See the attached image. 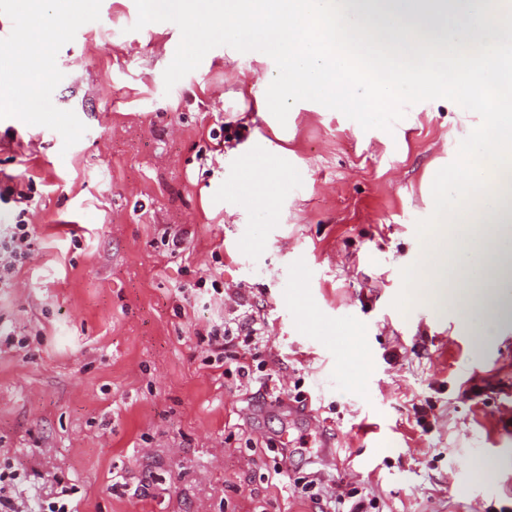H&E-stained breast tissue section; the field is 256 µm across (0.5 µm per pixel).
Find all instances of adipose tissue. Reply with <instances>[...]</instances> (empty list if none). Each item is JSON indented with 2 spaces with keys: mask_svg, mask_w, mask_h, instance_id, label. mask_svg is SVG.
Listing matches in <instances>:
<instances>
[{
  "mask_svg": "<svg viewBox=\"0 0 512 512\" xmlns=\"http://www.w3.org/2000/svg\"><path fill=\"white\" fill-rule=\"evenodd\" d=\"M200 2L145 0L144 9L187 13L200 25L220 15L225 36L276 55L290 80L254 89L260 112L272 99L300 96L352 106L356 59L388 67L392 75L358 102L369 112L388 107L392 79L414 82L419 92H428L420 80L424 73L451 78L486 101L494 87L512 100V83L495 85L494 67L485 61L490 42L512 47V11H503L501 0H211L209 10L200 9ZM61 33L57 24L39 23L0 60L1 103L21 92L35 94L29 57ZM474 136L483 140L485 151L482 158L468 161L467 181L487 189V200L476 209L463 201L452 207L446 195L437 194L438 209L452 207V223L461 225L464 246L449 247V225L439 224L438 243L417 276L437 306L451 299L461 303L463 323L482 317L492 325L512 319V175L501 162L512 154V116L488 104L484 125ZM452 261L463 267L453 277L448 274Z\"/></svg>",
  "mask_w": 512,
  "mask_h": 512,
  "instance_id": "obj_1",
  "label": "adipose tissue"
}]
</instances>
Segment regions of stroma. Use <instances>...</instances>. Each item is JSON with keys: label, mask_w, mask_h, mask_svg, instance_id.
Wrapping results in <instances>:
<instances>
[{"label": "stroma", "mask_w": 512, "mask_h": 512, "mask_svg": "<svg viewBox=\"0 0 512 512\" xmlns=\"http://www.w3.org/2000/svg\"><path fill=\"white\" fill-rule=\"evenodd\" d=\"M33 27L0 0V54ZM31 66L37 97L0 110V177L30 189L36 237L0 288V460L24 495L315 512L293 489L316 476L368 512H512V324L474 346L412 277L438 188L460 196L482 151L480 98L399 82L380 112H260L253 88L288 80L275 57L143 0H89ZM249 165L273 175L254 199ZM211 273L259 304L266 371L313 421L204 365L199 334L225 315L196 292Z\"/></svg>", "instance_id": "obj_1"}]
</instances>
